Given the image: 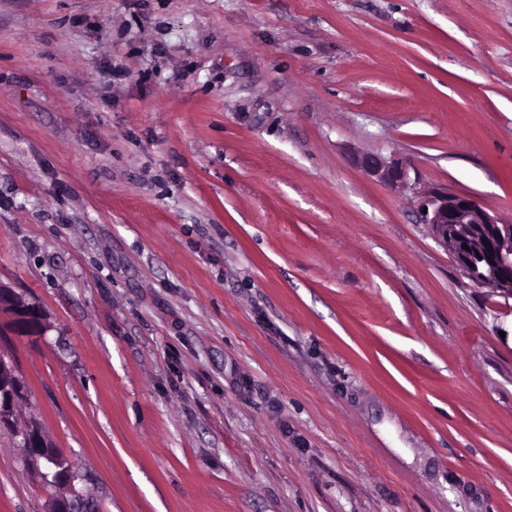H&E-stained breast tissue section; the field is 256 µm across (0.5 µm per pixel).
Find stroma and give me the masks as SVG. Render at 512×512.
Returning <instances> with one entry per match:
<instances>
[{
	"label": "stroma",
	"mask_w": 512,
	"mask_h": 512,
	"mask_svg": "<svg viewBox=\"0 0 512 512\" xmlns=\"http://www.w3.org/2000/svg\"><path fill=\"white\" fill-rule=\"evenodd\" d=\"M433 188L512 221V0H0L21 419L99 512H512V299ZM53 495L0 430V512ZM353 163L367 176L388 187H408L409 162L402 158H386L374 153H358ZM418 208L422 224H428L434 238L468 279L512 298V222L503 221L468 194L448 195L439 189L423 193ZM472 240L480 241L482 247L473 249ZM3 314L9 316L11 326L17 334L33 335L43 330L39 308L27 302L12 288L0 284V317Z\"/></svg>",
	"instance_id": "obj_1"
}]
</instances>
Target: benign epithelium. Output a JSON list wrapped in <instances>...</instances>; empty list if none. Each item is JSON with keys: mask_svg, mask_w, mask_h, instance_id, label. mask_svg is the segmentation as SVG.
Wrapping results in <instances>:
<instances>
[{"mask_svg": "<svg viewBox=\"0 0 512 512\" xmlns=\"http://www.w3.org/2000/svg\"><path fill=\"white\" fill-rule=\"evenodd\" d=\"M353 163L385 186H408L411 166L405 159L358 153ZM418 208L422 223L429 226L468 279L512 298V222L503 221L468 194H449L439 189L422 194ZM3 314L9 316L18 334L33 335L43 330L39 308L0 284V316ZM24 397L25 385L16 362L1 353L0 428L18 436L28 463L38 467L47 485L59 489L49 512H74L83 497L76 488L79 474L69 459L53 446L38 421L18 429L14 426L16 408Z\"/></svg>", "mask_w": 512, "mask_h": 512, "instance_id": "1", "label": "benign epithelium"}]
</instances>
